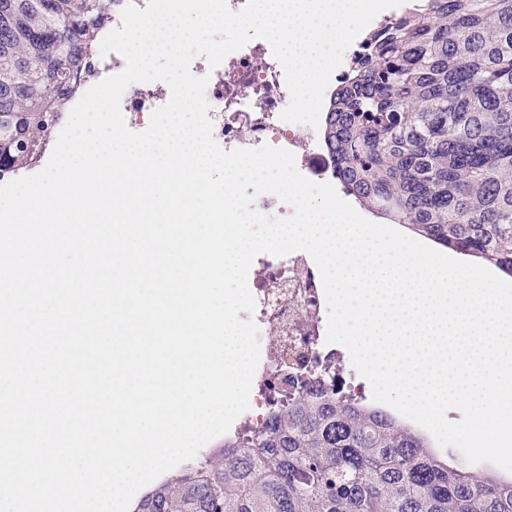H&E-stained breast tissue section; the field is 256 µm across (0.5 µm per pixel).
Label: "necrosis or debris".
I'll use <instances>...</instances> for the list:
<instances>
[{
    "label": "necrosis or debris",
    "instance_id": "1",
    "mask_svg": "<svg viewBox=\"0 0 512 512\" xmlns=\"http://www.w3.org/2000/svg\"><path fill=\"white\" fill-rule=\"evenodd\" d=\"M190 70L209 78L205 91L208 116L222 149H255L265 144L284 148L294 154L303 176L327 182L332 167L317 129L280 118L290 93L283 69L265 40L250 41L213 70L205 58H195ZM170 97L169 86L161 81L129 85L120 101L127 127L143 129V117L152 115ZM254 263L248 282L256 308L251 314L240 312L239 317L253 319L259 329L260 361L247 414L260 426L265 421L264 408L306 370L324 369L343 390L349 388L352 375L343 371L335 347L325 341L327 305L311 257L302 251L281 257L265 254Z\"/></svg>",
    "mask_w": 512,
    "mask_h": 512
}]
</instances>
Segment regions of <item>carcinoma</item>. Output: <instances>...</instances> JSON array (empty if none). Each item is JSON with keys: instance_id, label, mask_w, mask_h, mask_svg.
I'll list each match as a JSON object with an SVG mask.
<instances>
[{"instance_id": "carcinoma-1", "label": "carcinoma", "mask_w": 512, "mask_h": 512, "mask_svg": "<svg viewBox=\"0 0 512 512\" xmlns=\"http://www.w3.org/2000/svg\"><path fill=\"white\" fill-rule=\"evenodd\" d=\"M113 2L0 0V178L38 159ZM319 136L364 210L512 276V0H405L347 59ZM131 512H512V481L315 381Z\"/></svg>"}]
</instances>
